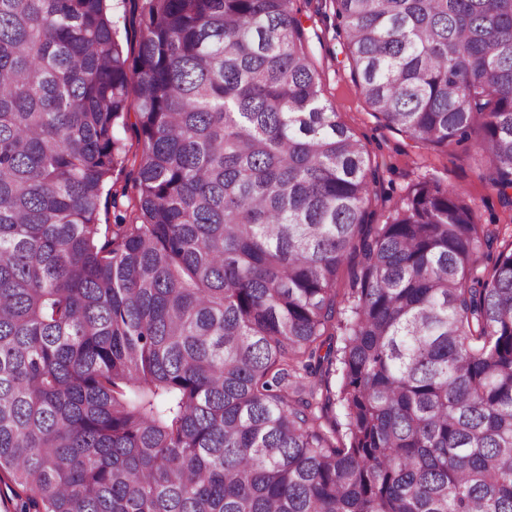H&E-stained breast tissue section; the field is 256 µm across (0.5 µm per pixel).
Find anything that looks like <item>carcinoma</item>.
<instances>
[{
  "mask_svg": "<svg viewBox=\"0 0 512 512\" xmlns=\"http://www.w3.org/2000/svg\"><path fill=\"white\" fill-rule=\"evenodd\" d=\"M330 2L374 116L476 141L511 210L512 0ZM119 26L0 0L15 512H512V225L430 180L371 222L298 0H150L133 59Z\"/></svg>",
  "mask_w": 512,
  "mask_h": 512,
  "instance_id": "carcinoma-1",
  "label": "carcinoma"
}]
</instances>
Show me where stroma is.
<instances>
[{
	"label": "stroma",
	"instance_id": "1",
	"mask_svg": "<svg viewBox=\"0 0 512 512\" xmlns=\"http://www.w3.org/2000/svg\"><path fill=\"white\" fill-rule=\"evenodd\" d=\"M300 5L306 27L317 35L312 48L321 72L322 96L361 139L372 166L379 171L385 195L399 199L416 182L435 178L442 185L466 193L483 223L512 222V213L503 210L495 191L481 177L482 164L475 143L454 147L446 153L417 150L409 146L405 137L384 127L373 116L352 79L332 9L325 0H300Z\"/></svg>",
	"mask_w": 512,
	"mask_h": 512
}]
</instances>
